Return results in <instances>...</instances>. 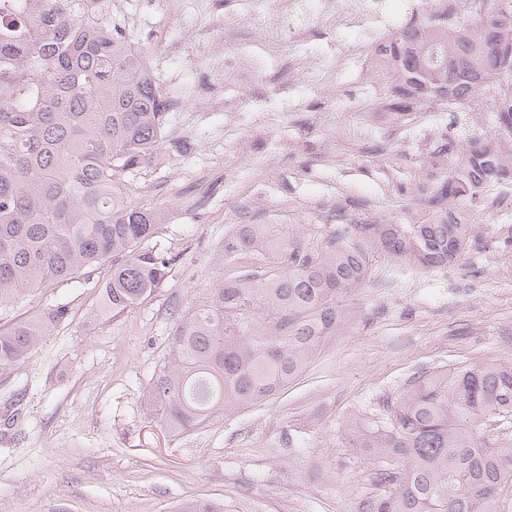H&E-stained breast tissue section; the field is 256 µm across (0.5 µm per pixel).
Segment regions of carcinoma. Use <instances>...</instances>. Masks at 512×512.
<instances>
[{
	"label": "carcinoma",
	"instance_id": "carcinoma-1",
	"mask_svg": "<svg viewBox=\"0 0 512 512\" xmlns=\"http://www.w3.org/2000/svg\"><path fill=\"white\" fill-rule=\"evenodd\" d=\"M78 0H0V303L112 261L102 284L120 313L168 275L169 258L140 247L157 214L121 200L114 183L164 138L166 101L128 37L79 16ZM464 13L413 16L375 48L394 64L390 120L416 105L488 100L503 141L448 135L436 154L452 170L437 195L476 198L512 180V0H469ZM471 227L451 209L426 224H350L306 249L268 224H239L216 262H252L176 315L170 368L150 391L168 433L181 436L231 409L270 399L310 363L347 313L377 254L423 268L458 261ZM274 265L265 263L267 254ZM64 305L0 330V368L28 357ZM512 420V365L413 376L386 404L385 424L354 419L353 447L386 463L390 487L360 512H502L512 440L487 429Z\"/></svg>",
	"mask_w": 512,
	"mask_h": 512
}]
</instances>
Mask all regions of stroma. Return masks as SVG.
Instances as JSON below:
<instances>
[{
    "instance_id": "stroma-1",
    "label": "stroma",
    "mask_w": 512,
    "mask_h": 512,
    "mask_svg": "<svg viewBox=\"0 0 512 512\" xmlns=\"http://www.w3.org/2000/svg\"><path fill=\"white\" fill-rule=\"evenodd\" d=\"M133 27L112 19L134 49L153 56L163 96L182 91L165 139L117 184L120 196L160 216L142 246L171 260L164 281L133 308H103L98 264L76 278L0 303V327L63 303L68 312L32 354L0 370V406L24 391L14 421H0V512H178L203 499L224 512H359L384 494L380 459L350 443L353 419L383 421L421 371L512 363V181L491 183L454 208L474 229L452 266L423 270L375 256L363 288L342 303L350 318L272 399L221 416L177 438L160 423L148 391L171 359L174 311L192 309L221 276L214 251L239 224H270L311 249L350 224H423L448 177L435 153L448 133L499 137L489 107L425 105L408 120L380 119L390 78L371 79L374 48L426 0H380V21L285 42L278 58L340 62L332 86L316 74L274 90L237 83L239 54L264 55L259 30L224 44V88L199 96L208 62L194 47L210 13L237 23L235 0H180L159 20L154 0H127ZM368 49L344 61L348 46Z\"/></svg>"
}]
</instances>
